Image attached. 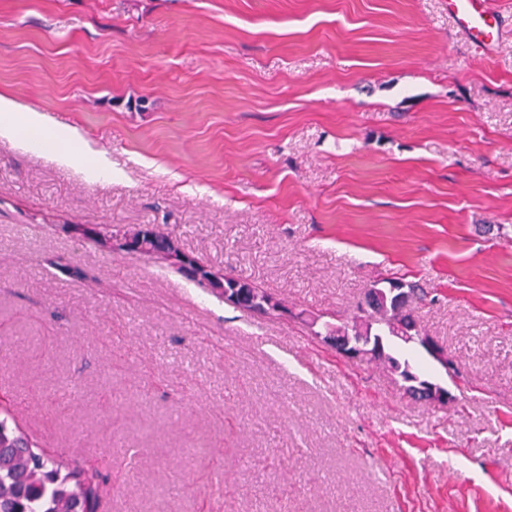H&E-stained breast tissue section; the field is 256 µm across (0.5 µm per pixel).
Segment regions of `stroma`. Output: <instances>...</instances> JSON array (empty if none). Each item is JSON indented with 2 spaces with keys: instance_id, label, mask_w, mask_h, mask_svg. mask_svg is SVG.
<instances>
[{
  "instance_id": "obj_1",
  "label": "stroma",
  "mask_w": 512,
  "mask_h": 512,
  "mask_svg": "<svg viewBox=\"0 0 512 512\" xmlns=\"http://www.w3.org/2000/svg\"><path fill=\"white\" fill-rule=\"evenodd\" d=\"M0 0V92L112 177L0 141V403L103 471L98 512H512V0ZM156 224L290 315L233 307L63 224ZM62 256L92 271L69 278ZM383 278L452 355L408 396L298 312ZM461 30L475 48L489 49L498 39L501 25L488 0H448ZM387 368L391 372L397 374L404 383L413 384L417 389L421 390L425 397L423 401L433 405H448V403L455 401V396L448 390V388H445L439 384L424 383L420 385L419 381L414 379L404 381V375L401 374V368L397 369L389 366L388 364Z\"/></svg>"
}]
</instances>
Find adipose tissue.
<instances>
[{"label":"adipose tissue","mask_w":512,"mask_h":512,"mask_svg":"<svg viewBox=\"0 0 512 512\" xmlns=\"http://www.w3.org/2000/svg\"><path fill=\"white\" fill-rule=\"evenodd\" d=\"M0 139L23 152L39 153L62 165H78L86 178L111 176L112 162L105 153L84 146L77 130L59 126L0 93Z\"/></svg>","instance_id":"obj_1"}]
</instances>
